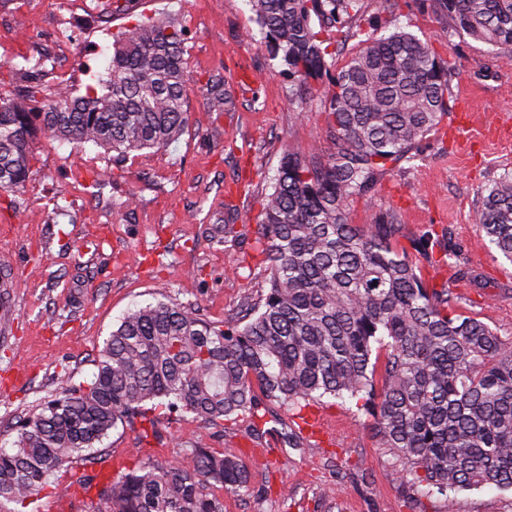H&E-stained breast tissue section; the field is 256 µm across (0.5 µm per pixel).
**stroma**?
I'll return each mask as SVG.
<instances>
[{
    "label": "stroma",
    "instance_id": "obj_1",
    "mask_svg": "<svg viewBox=\"0 0 512 512\" xmlns=\"http://www.w3.org/2000/svg\"><path fill=\"white\" fill-rule=\"evenodd\" d=\"M116 0H31L22 12L0 5V57L49 54L68 91L87 70L105 65L112 35L142 16L174 14L190 31L188 125L180 139L115 167L90 143L42 133L31 144L32 172L19 207L0 196V267L17 280L0 298V445L11 444L16 421L60 392L63 373L90 380L104 340L131 310L158 300L199 310L219 322L236 314L265 286L251 248L257 202L270 191L282 157L331 147L317 94L299 109L288 78L272 60L245 0H143L116 14ZM399 23L451 59L450 112L420 147L414 166L389 165L372 201H357L351 219L366 224L378 208L398 214L404 238L433 232L459 252L468 277L448 268L426 274L460 296L464 312L512 332V262L477 222L479 190L512 171V54L491 55L466 36L446 38L444 23L422 0L400 8ZM254 75L232 83V112L211 111L197 89L228 62ZM481 108L510 115L488 127L459 112L461 90ZM262 108H254L252 98ZM61 210H54V202ZM234 224L239 242L226 249L209 234ZM339 425L334 445L304 442L284 449L276 433L254 437L248 421L208 426L156 410L162 444L147 443L138 426L112 430L101 477L119 464L163 452L192 468L187 449L201 444L240 457L251 473L250 495L225 493L224 512H512V491L463 490L452 505L414 504L375 447L370 418L353 404L329 408Z\"/></svg>",
    "mask_w": 512,
    "mask_h": 512
}]
</instances>
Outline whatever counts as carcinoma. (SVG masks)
I'll list each match as a JSON object with an SVG mask.
<instances>
[{"label":"carcinoma","mask_w":512,"mask_h":512,"mask_svg":"<svg viewBox=\"0 0 512 512\" xmlns=\"http://www.w3.org/2000/svg\"><path fill=\"white\" fill-rule=\"evenodd\" d=\"M272 59L302 91L326 84L321 114L332 148L284 155L260 202L252 249L264 256L268 288L236 320L217 324L179 303L128 313L99 350L89 382L63 376V391L18 417L13 447L0 448V512L34 504L50 479L95 464L118 425L157 408L205 425L248 418L303 441L299 422L331 400L372 418L373 438L397 469L408 499L460 490H512V336L459 308L429 283L398 240L394 211L368 224L350 206L370 200L389 163L411 164L448 114L454 65L396 20L380 22L365 0H246ZM448 36L512 53V0H432ZM359 39L344 63L330 47ZM188 29L144 16L112 36V55L78 95L48 88L44 56L0 60L12 89L0 91V191L19 204L37 129L91 142L120 164L162 149L187 122ZM211 109L232 112L224 74L199 86ZM478 224L512 262V171L481 189ZM430 266L465 271L428 233L410 241ZM193 471L155 457L98 484L80 512H224L213 489L246 495L243 461L195 446Z\"/></svg>","instance_id":"obj_1"}]
</instances>
